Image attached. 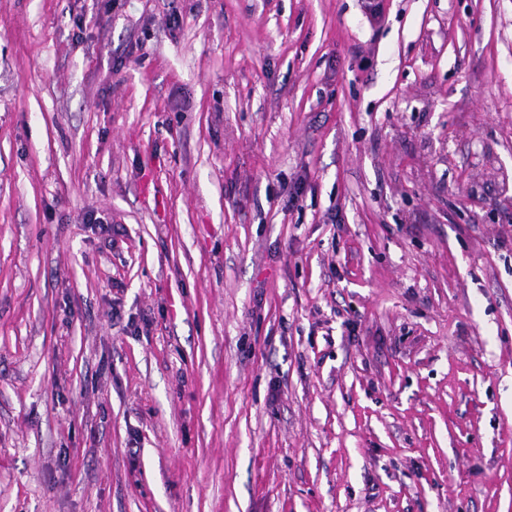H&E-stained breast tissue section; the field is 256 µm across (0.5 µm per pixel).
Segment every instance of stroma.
<instances>
[{
  "label": "stroma",
  "instance_id": "obj_1",
  "mask_svg": "<svg viewBox=\"0 0 512 512\" xmlns=\"http://www.w3.org/2000/svg\"><path fill=\"white\" fill-rule=\"evenodd\" d=\"M364 3L0 0V512H512V0Z\"/></svg>",
  "mask_w": 512,
  "mask_h": 512
}]
</instances>
